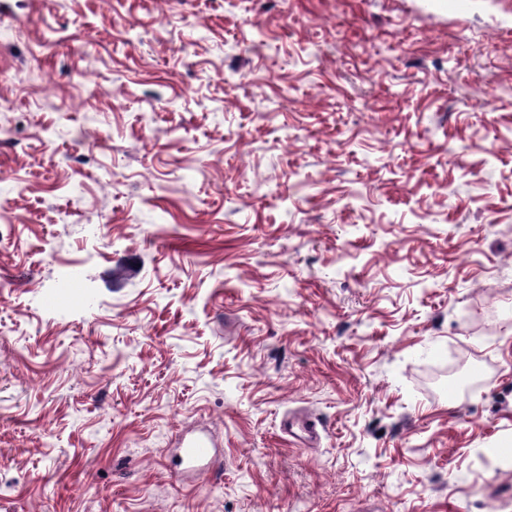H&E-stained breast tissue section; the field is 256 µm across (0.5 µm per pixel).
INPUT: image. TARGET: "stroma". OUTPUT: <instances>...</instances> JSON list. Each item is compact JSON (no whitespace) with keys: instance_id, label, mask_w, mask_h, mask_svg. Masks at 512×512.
Instances as JSON below:
<instances>
[{"instance_id":"35a3bbf8","label":"stroma","mask_w":512,"mask_h":512,"mask_svg":"<svg viewBox=\"0 0 512 512\" xmlns=\"http://www.w3.org/2000/svg\"><path fill=\"white\" fill-rule=\"evenodd\" d=\"M0 512H512V0H0ZM285 431L288 435L311 445L316 443L320 437L318 422L309 416L288 420L285 423ZM180 463L187 473H196L211 469L220 463L216 456L215 444L206 434L192 433L184 435L179 443Z\"/></svg>"}]
</instances>
